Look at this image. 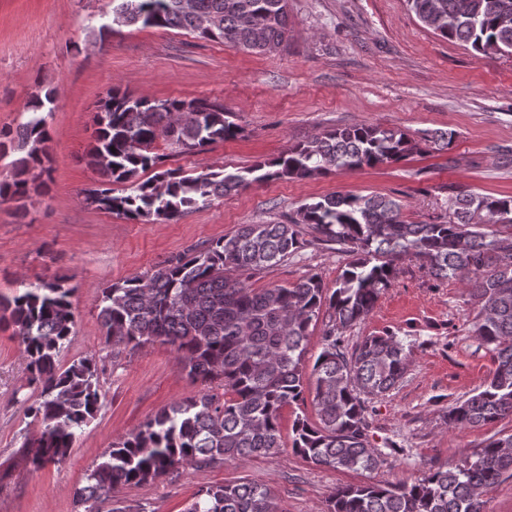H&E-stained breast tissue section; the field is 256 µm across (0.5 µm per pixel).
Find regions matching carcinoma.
<instances>
[{
  "instance_id": "carcinoma-1",
  "label": "carcinoma",
  "mask_w": 512,
  "mask_h": 512,
  "mask_svg": "<svg viewBox=\"0 0 512 512\" xmlns=\"http://www.w3.org/2000/svg\"><path fill=\"white\" fill-rule=\"evenodd\" d=\"M438 36L478 56L512 54V0H406ZM112 25L182 30L251 53L279 51L288 34V0H112ZM36 95L28 119L0 155L22 153L0 180V199L26 202L46 192L49 140L46 105ZM93 142L84 160L97 186L84 201L132 222L176 221L191 210L252 183L307 179L399 162L430 147L451 149L453 130L423 141L401 130L354 124L306 141L245 171L165 169L163 139L178 154H199L233 139L238 125L224 105L204 98L151 100L114 86L92 113ZM155 174L141 179V174ZM114 184L123 185L115 192ZM310 234L349 247L352 259L327 288L312 275L291 286L254 289L239 278L281 263ZM406 255L431 276L467 288L478 311L473 333L494 352L497 367L469 398L448 407L450 429L512 418V196L471 191L448 195V219L408 224L401 204L383 196L336 193L302 204L289 224H243L233 234L159 262L144 276L101 291L104 343L135 350L168 344L193 384L204 389L158 411L112 442L74 494L75 512H155L116 498L118 489L187 469L267 454L282 447L285 407L306 392L302 357L312 322L326 313L322 350L312 368L315 419L294 423L292 451L335 470L371 471L383 453L371 442L368 403L395 389L413 345L393 335L365 337L353 351L344 332L364 320ZM69 278L0 296V330H12L38 392L27 413L40 426L21 452L35 469L63 461L101 407L98 361L60 356L75 333ZM224 386L220 397L205 389ZM512 478V433L495 434L473 456L445 470L399 483L350 484L329 498L328 512H484L483 494ZM184 512H283L271 489L247 482L203 488Z\"/></svg>"
}]
</instances>
